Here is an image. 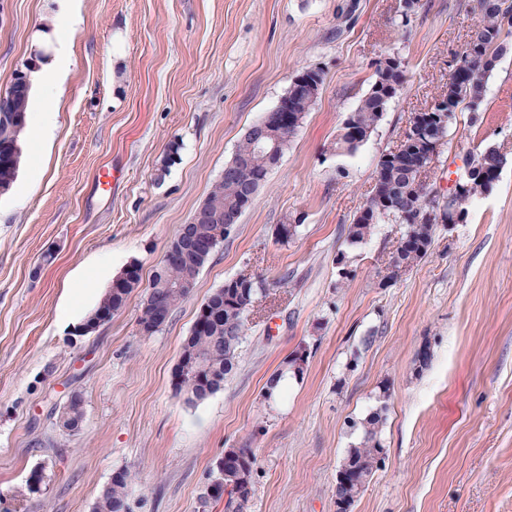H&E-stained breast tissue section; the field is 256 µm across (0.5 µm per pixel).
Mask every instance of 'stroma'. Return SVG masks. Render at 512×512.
<instances>
[{"instance_id":"obj_1","label":"stroma","mask_w":512,"mask_h":512,"mask_svg":"<svg viewBox=\"0 0 512 512\" xmlns=\"http://www.w3.org/2000/svg\"><path fill=\"white\" fill-rule=\"evenodd\" d=\"M0 0V91L37 47L43 70L28 113L26 164L0 195V504L90 512L114 472L136 474L134 512H224L201 498L225 449H251L248 512H336L352 424L391 400L385 463L354 512H512V50L486 79L481 111L457 113L431 173L440 192L470 154L507 156L466 222L437 227L398 281L384 269L406 225L363 243L347 229L381 154L460 63L476 0ZM401 58L407 81L353 153L334 142L374 79ZM325 80L280 163L154 335L139 332L167 245L223 175L247 129L293 77ZM180 149L172 164L170 144ZM122 170L114 184L99 170ZM297 235L277 242L280 225ZM52 254L44 262V254ZM141 282L92 333L82 323L128 264ZM348 279H340V264ZM247 274L254 297L238 365L198 401L173 374L203 301ZM433 351L423 373L413 359ZM307 348L302 378L265 399L269 376ZM85 401L77 432L57 410ZM44 473L29 492L33 471Z\"/></svg>"}]
</instances>
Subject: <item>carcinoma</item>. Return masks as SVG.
Listing matches in <instances>:
<instances>
[{
  "mask_svg": "<svg viewBox=\"0 0 512 512\" xmlns=\"http://www.w3.org/2000/svg\"><path fill=\"white\" fill-rule=\"evenodd\" d=\"M482 23L469 35L462 63L448 77L443 91L434 100H444L448 104V122H453L456 112L468 110L478 112L485 101L484 78L507 52V39L512 38V0H478ZM302 83L290 84L286 92L288 108L298 122H303L306 114L315 104L324 83L319 69H309L300 74ZM406 70L402 62L387 57L376 64L375 78L367 93L360 100L356 110L350 115L352 126L362 131L363 137L354 139L340 128L336 136V150L352 152L363 145L381 121L388 104L406 83ZM11 88V110L19 118L14 135L22 139L27 127L30 87L19 76H14ZM269 128L277 141L274 154L259 150L250 133H245L236 155L249 159V165L232 178L217 180L209 190L203 204L209 207L212 222L197 225L200 237H213L224 226V215L234 209L245 207L242 193L247 183L264 185L270 171L282 159L293 138L288 131L271 123ZM5 129H0V189L12 188L18 169L11 163ZM428 161V149L423 141L414 142L404 148L383 153L374 172V187L367 200L369 213H357L350 224L347 241L355 246L369 237L375 226L382 223L407 225V234L397 245L394 256L406 269L425 258L434 242L437 221L427 217V211L434 200L433 187L419 182L416 174ZM504 155L496 148L470 155L467 166L476 167L484 174L481 179L468 181L469 187L454 198L450 207L464 221L468 215V205L474 197L492 190L499 179ZM211 255L203 257L190 255L181 265L172 268L158 267L150 281V288L143 300L142 315L150 314L153 307L161 305L167 312L184 301L192 292L201 269ZM167 281L184 282L185 288H165ZM140 276L127 282L123 291L106 292L97 309H107L117 313L126 304L128 297L139 287ZM261 290L258 283L242 277L241 281L216 289L204 302L207 315L197 314L196 320H205V327H192L190 335L182 345V353L196 356L197 369L190 377L175 381L177 391L189 395L191 400H201L224 387V383L235 370L239 358V348L247 330V306L255 293ZM308 355L301 351L292 352L284 361V368L274 372L267 381L265 398H272L280 389L284 373L302 378ZM391 397L390 387H380L379 406L361 422L362 439L359 444L348 448L341 461L335 488L336 512H353L356 502L365 486L385 459V448L380 438V426L387 403ZM84 417L83 398L73 395L58 410V421L70 432L79 429ZM235 459L220 471L219 479L224 485L237 482L238 468L253 467L254 455L249 448H231ZM135 475L118 471L112 476L109 486L95 501V512H118V506L129 498V485Z\"/></svg>",
  "mask_w": 512,
  "mask_h": 512,
  "instance_id": "1",
  "label": "carcinoma"
}]
</instances>
